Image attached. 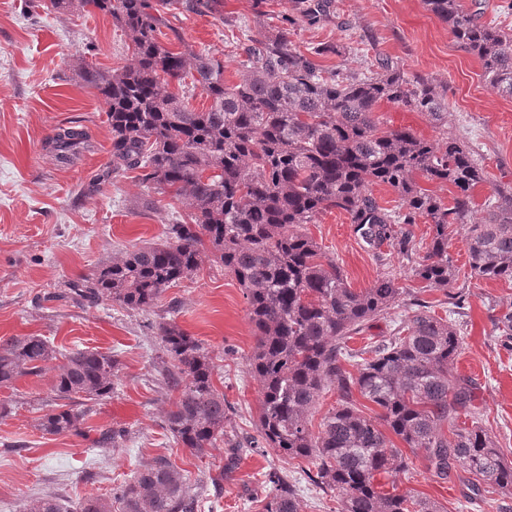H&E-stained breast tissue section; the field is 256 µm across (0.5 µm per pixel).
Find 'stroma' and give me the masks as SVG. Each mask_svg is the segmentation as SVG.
<instances>
[{
  "instance_id": "1",
  "label": "stroma",
  "mask_w": 512,
  "mask_h": 512,
  "mask_svg": "<svg viewBox=\"0 0 512 512\" xmlns=\"http://www.w3.org/2000/svg\"><path fill=\"white\" fill-rule=\"evenodd\" d=\"M171 23L185 46L223 58L229 83L238 79L239 44L282 27L301 51L335 45V53L316 59L327 72H364L376 58H392L444 93L448 125L439 131L426 113L388 103L379 116L387 127L410 129L437 148L452 137L476 154L486 180L474 191V221H482L496 188L512 187V98L484 78L479 59L424 0H333L329 18L316 23L299 19L292 0H219L213 13H178ZM82 61L106 71L130 63L129 41L110 17L79 8L59 13L49 0H0V341L36 335L57 352L41 375L0 388V405L8 409L0 417V512H19L46 492L76 512L86 498L112 499L138 464L158 456L182 471L199 497L198 512H254V500L265 494L262 474L274 468L296 479L302 512H336L335 494L314 486L301 462L285 461L260 435L259 388L247 372L254 336L246 300L221 264L205 259L194 276L143 311L63 298L68 282L92 277L113 253L163 241L167 225L184 213L179 201L155 193L137 172L97 183L111 161L112 130L104 100L78 75ZM72 121L84 126L90 146L63 163L47 139ZM308 230L335 258L348 287L360 291L393 274L430 315L459 325L463 349L454 367L475 382L485 427L512 450V350L502 346L494 324L512 312V282L468 280L454 310L445 292L422 288L392 245L372 252L345 212L328 211ZM168 320L209 351L214 385L228 405L223 441L201 455L165 429L176 393L163 379L157 333ZM83 348L116 355L115 390L88 404L84 435L44 434L38 406L49 397L60 357ZM105 429L125 437L113 447H94ZM235 442L243 448L231 465ZM413 461V472L383 477V485L429 498L444 512H489L470 499L462 469L436 483L427 480L421 455Z\"/></svg>"
}]
</instances>
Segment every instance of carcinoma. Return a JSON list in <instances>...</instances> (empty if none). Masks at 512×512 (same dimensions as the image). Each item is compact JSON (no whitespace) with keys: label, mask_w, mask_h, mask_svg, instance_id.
Segmentation results:
<instances>
[{"label":"carcinoma","mask_w":512,"mask_h":512,"mask_svg":"<svg viewBox=\"0 0 512 512\" xmlns=\"http://www.w3.org/2000/svg\"><path fill=\"white\" fill-rule=\"evenodd\" d=\"M57 11L87 7L112 18L127 32L134 62L102 71L88 63L80 77L108 106L112 161L102 180L140 171L158 194L176 198L185 219L167 227L161 243L112 255L93 277L70 283V298L111 301L131 310L151 307L161 294L194 275L206 256L224 266L244 290L255 336L247 371L258 383V427L281 458L311 462L318 486L338 492L339 512H441L436 502L384 490L381 474L412 469L394 448L395 435L421 453L433 480L454 467L469 473L471 497L486 500L512 491L507 460L474 405V382L453 372L463 337L456 325L417 307L404 336L348 346L368 323L384 315L401 294L386 273L359 292L349 288L336 259L306 232L322 213L338 209L371 249L396 242L415 278L446 290L459 271L448 254V226L467 224L469 278L512 282V189L496 190L483 222L471 223L473 193L485 181L480 161L451 138L441 151L407 129H388L377 115L386 101L441 121L445 101L435 87L407 74L387 57L362 73L336 69L323 75L310 55L292 47L288 29L251 37L241 46L239 80L224 81L215 53L174 51L158 33L171 25L167 11L207 13L217 0H49ZM300 16L316 21L331 0H296ZM427 9L482 62L499 92L512 98V34L479 21L460 0H424ZM191 77L209 106L186 107L172 84ZM86 138L60 128L48 145L68 157ZM449 184L445 201L417 178ZM398 196L388 207L371 185ZM432 226L425 254L418 256L410 226ZM163 374L178 396L166 415L177 443L202 454L224 437V394L214 385V365L202 343L174 321L158 325ZM56 351L41 336L0 342V387L21 376H38ZM355 367L351 372L347 365ZM118 359L97 350L65 356L49 404L38 419L51 435H85V405L112 394ZM338 395L317 434L309 416L326 389ZM380 409V423L363 415L358 398ZM471 426L457 428L461 415ZM268 492L261 512H300L297 489L287 474H264ZM127 512H196L182 473L163 458L141 464L124 485ZM23 512H65L51 493L23 504ZM79 512H112L102 498H88Z\"/></svg>","instance_id":"obj_1"}]
</instances>
